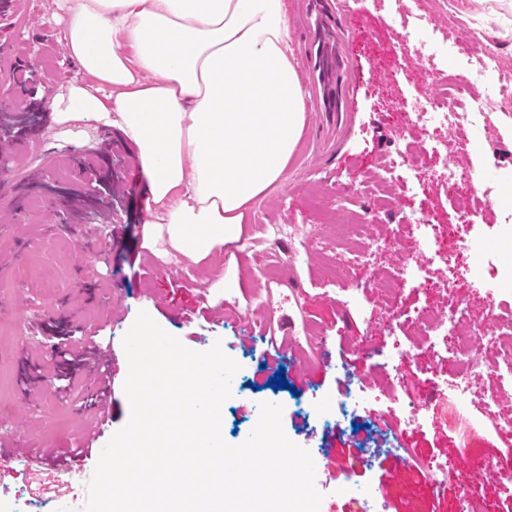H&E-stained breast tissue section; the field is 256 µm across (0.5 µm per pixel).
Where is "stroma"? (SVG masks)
<instances>
[{"label":"stroma","mask_w":512,"mask_h":512,"mask_svg":"<svg viewBox=\"0 0 512 512\" xmlns=\"http://www.w3.org/2000/svg\"><path fill=\"white\" fill-rule=\"evenodd\" d=\"M55 2L6 0L12 27L0 33V97L8 110L35 108L42 114L32 135L0 141V263L6 267L0 274V319L25 324L19 335H0V440L47 449L53 459L37 476L17 460L0 478V497L14 500L16 512L83 507L98 457L74 459L70 450L85 443L96 426L98 400L88 386L99 361H114L107 394L110 429L125 426L131 409L124 392L122 339L144 311L187 348L201 352L218 342L239 364L224 403L228 444L249 437L261 403L282 406L286 436L307 449L316 464L315 485L323 495L319 512H360L347 492L350 483L369 492L370 512H480L485 501L495 512H512V482L479 488L478 501L465 509L456 484L436 488L417 466L434 459L455 469L462 455L443 411L446 394H437L424 425L406 424L408 403L430 390L433 381L447 378V362L433 360L426 370L414 360L394 364L385 358L392 337L406 336L417 348L424 343L407 318L423 305V291L405 292L407 315L393 322L367 288L370 274L407 263V250L395 245L376 253L367 268H347L340 280L336 256L355 249L358 235L351 232L341 240L332 234L292 240L276 235L320 223L325 210L349 215L373 204L381 193L376 174L405 143L418 159L402 172L410 191L399 209L379 212L378 232H388L408 209L429 213L437 224L455 223L447 177L430 158L438 140L447 141L448 159L474 198L500 182L512 196V112H491L498 132L493 139L439 125L401 129L392 119L404 107L441 95L439 86L417 75L419 57L431 54L454 83L468 86L467 106L485 109L496 79L472 74L467 46L457 41L456 31L467 25L485 28L512 63V0H422L423 12L437 19L438 27L418 38L411 52L403 49L412 26L402 19L399 0H363V26L350 38L360 71L355 112L327 136L321 118L307 113L285 181L252 208L245 247L216 252L206 265L170 261L144 247L145 187L131 144L113 130L55 121L53 94L83 80L64 63L60 28L50 20ZM90 179L110 190L112 212L106 218L91 215L76 234L66 225L67 210ZM91 252L100 261L89 270L84 257ZM493 266L512 278V252L494 254L485 238L473 239L465 287L438 297L439 304H458L476 335L481 332L477 315L485 305L481 289ZM222 279L238 283L232 304L222 298ZM268 328L277 343L290 345L288 386L282 390L270 387L271 371L259 369ZM89 329L99 330V348L76 356L81 333ZM60 341L72 351L73 387L36 385L21 394V360H50ZM351 372L374 385L364 404L370 442L365 450L352 423L334 420ZM347 450L362 456L349 477L335 467ZM62 457L78 475L63 498L54 483V462Z\"/></svg>","instance_id":"stroma-1"}]
</instances>
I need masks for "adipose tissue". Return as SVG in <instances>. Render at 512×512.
I'll return each mask as SVG.
<instances>
[{
  "instance_id": "obj_1",
  "label": "adipose tissue",
  "mask_w": 512,
  "mask_h": 512,
  "mask_svg": "<svg viewBox=\"0 0 512 512\" xmlns=\"http://www.w3.org/2000/svg\"><path fill=\"white\" fill-rule=\"evenodd\" d=\"M85 74L59 122L116 129L147 186L144 244L198 264L243 241L305 125L284 0H65Z\"/></svg>"
}]
</instances>
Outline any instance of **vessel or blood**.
<instances>
[{
	"mask_svg": "<svg viewBox=\"0 0 512 512\" xmlns=\"http://www.w3.org/2000/svg\"><path fill=\"white\" fill-rule=\"evenodd\" d=\"M298 26L307 39L304 83L307 111L334 116L351 111L358 93L359 80L341 49L348 28V10L335 0H301ZM25 457L31 470L45 465L49 453L42 448L23 450L0 447V475L9 470L17 457Z\"/></svg>",
	"mask_w": 512,
	"mask_h": 512,
	"instance_id": "vessel-or-blood-1",
	"label": "vessel or blood"
}]
</instances>
